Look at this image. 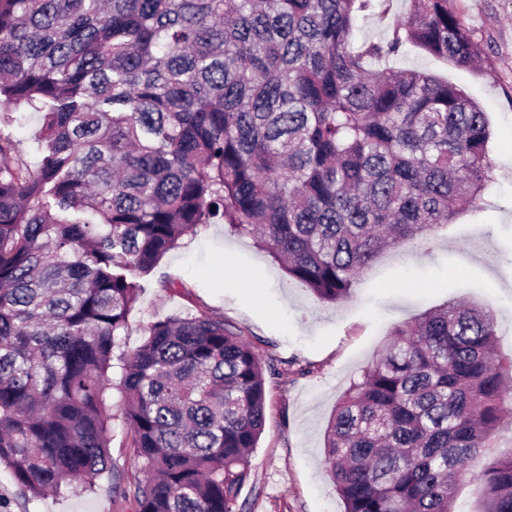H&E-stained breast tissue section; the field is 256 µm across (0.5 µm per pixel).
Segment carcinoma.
I'll list each match as a JSON object with an SVG mask.
<instances>
[{"mask_svg":"<svg viewBox=\"0 0 512 512\" xmlns=\"http://www.w3.org/2000/svg\"><path fill=\"white\" fill-rule=\"evenodd\" d=\"M0 0V103L42 116L32 166L0 135V466L34 497L112 469V367L161 258L221 221L326 303L385 252L481 208L493 126L411 45L476 65L449 0ZM494 319L397 326L339 399L325 461L344 512H453L507 412ZM131 512H241L265 423L255 348L202 311L120 357ZM512 512V456L479 471ZM391 11L387 16L381 17V14L375 13L368 16L364 21H360L359 28L355 32V40L361 42L365 39H375L383 33L388 24H392L404 12L405 5L401 0H394Z\"/></svg>","mask_w":512,"mask_h":512,"instance_id":"cac0c4a2","label":"carcinoma"}]
</instances>
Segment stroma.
<instances>
[{"mask_svg": "<svg viewBox=\"0 0 512 512\" xmlns=\"http://www.w3.org/2000/svg\"><path fill=\"white\" fill-rule=\"evenodd\" d=\"M451 5L481 50L480 65L459 69L411 46L397 64L448 77L490 113L494 180L481 210L386 252L338 304L320 302L290 280L252 239L210 224L163 257L129 315L124 352L143 343L151 323L200 310L223 317L256 347L266 422L252 453L253 476L239 495L243 512H343L324 462L325 430L345 390L385 351L392 326L450 303L476 304L492 312L498 352L512 358V0ZM164 277L186 291L158 288ZM129 442L127 428L113 420V470L87 493L69 487L25 496L1 468L0 512H127L112 497V481L130 467Z\"/></svg>", "mask_w": 512, "mask_h": 512, "instance_id": "stroma-1", "label": "stroma"}]
</instances>
